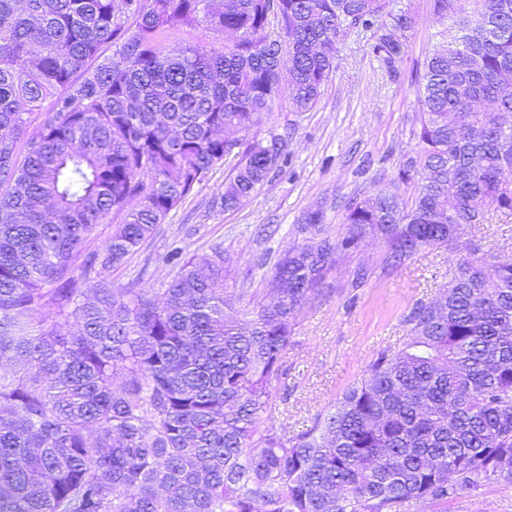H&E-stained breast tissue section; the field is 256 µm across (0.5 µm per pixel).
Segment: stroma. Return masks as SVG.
Segmentation results:
<instances>
[{"label":"stroma","instance_id":"35a3bbf8","mask_svg":"<svg viewBox=\"0 0 512 512\" xmlns=\"http://www.w3.org/2000/svg\"><path fill=\"white\" fill-rule=\"evenodd\" d=\"M434 0H389L388 10L414 19L400 32L404 54L385 64L373 52V31L350 27L338 40L336 67L317 104L298 111L281 94L252 137L278 139L288 158L282 170L234 210L220 196L237 163L225 157L195 191L159 224L112 280L142 277L161 293L171 271L172 247L187 253L224 249V285L229 294L246 289L260 300L272 295V270L286 250L303 245V215L321 210L331 236L347 231L348 204L392 183L399 168L416 157L421 110L420 76L427 57L445 46L452 22L439 17ZM512 257V214L494 213L481 224L460 227L447 247L424 251L390 265L383 239L367 236L361 247L337 256L321 295L296 318L292 344L283 356V374L261 415L263 425L297 433L337 404L367 375L378 352L396 350L407 338V316L416 302L447 286L460 258ZM365 271L356 281L357 271ZM406 512H512V485L491 484L464 492L445 504L411 503Z\"/></svg>","mask_w":512,"mask_h":512}]
</instances>
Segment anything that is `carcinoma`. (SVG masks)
<instances>
[{
    "label": "carcinoma",
    "instance_id": "cac0c4a2",
    "mask_svg": "<svg viewBox=\"0 0 512 512\" xmlns=\"http://www.w3.org/2000/svg\"><path fill=\"white\" fill-rule=\"evenodd\" d=\"M132 1L126 13L115 0H0V362L21 366L0 382V512H403L512 484V259L460 261L410 311L403 347L380 351L309 429L261 420L336 255L378 234L401 264L448 246L450 226L512 212V0L473 14L434 0L441 16L455 4L471 48L426 59L418 159L347 208L342 237L307 212L323 247L285 253L272 298L238 310L219 246L172 248L160 303L138 280L114 286L112 270L224 162L226 131L259 124L282 69L294 106L313 107L341 28L381 29L387 0ZM271 18L288 42L279 59L262 47ZM202 22L235 40L164 44ZM373 51L392 65L404 43L380 34ZM280 156L252 142L224 209ZM114 214L124 222L105 246L86 249Z\"/></svg>",
    "mask_w": 512,
    "mask_h": 512
}]
</instances>
